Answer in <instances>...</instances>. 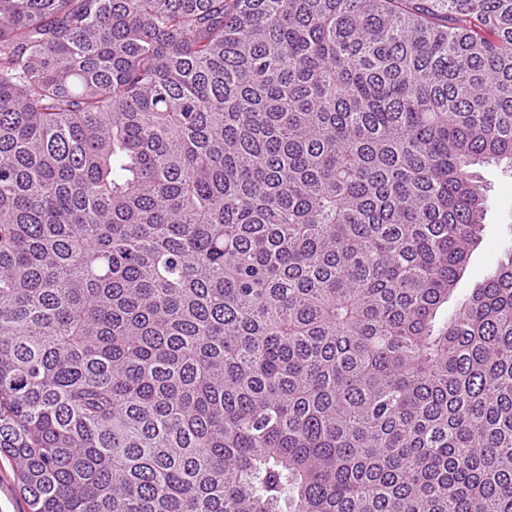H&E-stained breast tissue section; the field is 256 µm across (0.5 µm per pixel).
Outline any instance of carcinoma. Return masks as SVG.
I'll return each mask as SVG.
<instances>
[{
  "instance_id": "cac0c4a2",
  "label": "carcinoma",
  "mask_w": 512,
  "mask_h": 512,
  "mask_svg": "<svg viewBox=\"0 0 512 512\" xmlns=\"http://www.w3.org/2000/svg\"><path fill=\"white\" fill-rule=\"evenodd\" d=\"M512 0H0V454L28 512H512ZM475 170L486 188L483 231L456 290L439 312L440 320L447 317L448 310L459 306L471 288L483 281L489 269L503 259L512 237V170L494 162L476 165Z\"/></svg>"
}]
</instances>
